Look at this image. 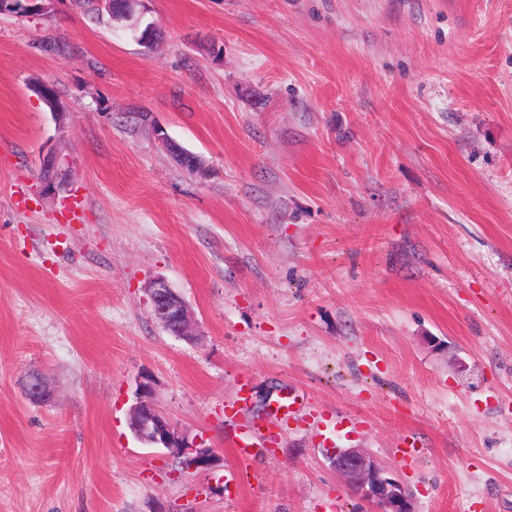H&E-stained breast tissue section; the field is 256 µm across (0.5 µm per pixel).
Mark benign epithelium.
Wrapping results in <instances>:
<instances>
[{
  "label": "benign epithelium",
  "mask_w": 512,
  "mask_h": 512,
  "mask_svg": "<svg viewBox=\"0 0 512 512\" xmlns=\"http://www.w3.org/2000/svg\"><path fill=\"white\" fill-rule=\"evenodd\" d=\"M80 9L93 8L107 11L114 18L132 15L136 7L145 0H72ZM47 9L46 0H0V15L25 17L39 14ZM155 135L165 151L177 158L184 169L191 174L204 171L203 160L186 151L170 139L162 129ZM43 175L45 187L55 186L56 172L61 170V160L53 155L46 160ZM151 312L164 330L175 328L176 337L188 340L196 335L192 315L182 295L166 279L158 278L148 288ZM155 381L143 374L136 382L134 402L130 406L128 421L136 439L150 447L165 448L180 459L181 468L191 472L212 470L217 463L213 449L204 446L198 438H189L160 409L154 401ZM25 397L32 403L48 401L52 392L42 376L34 373L24 388ZM328 460L330 466L347 484L364 499L371 502L376 512H414L411 499L403 484L391 473L381 468L362 448H337Z\"/></svg>",
  "instance_id": "1"
}]
</instances>
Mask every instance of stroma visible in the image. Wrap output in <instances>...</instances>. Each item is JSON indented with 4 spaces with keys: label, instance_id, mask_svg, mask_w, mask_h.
I'll use <instances>...</instances> for the list:
<instances>
[{
    "label": "stroma",
    "instance_id": "stroma-1",
    "mask_svg": "<svg viewBox=\"0 0 512 512\" xmlns=\"http://www.w3.org/2000/svg\"><path fill=\"white\" fill-rule=\"evenodd\" d=\"M159 276L196 341L154 319ZM32 372L50 402L25 397ZM144 373L214 469L133 438ZM290 390L305 412L238 459ZM349 447L415 512H512V0L0 16V512H375L330 467ZM155 135L159 143H161L162 147L165 149V151L170 156L177 158V160L181 163L183 168L186 169L189 173H203L204 162L199 156L186 151L177 142L170 139L167 136V134L164 133L160 128L155 130ZM274 436V428L268 420H247L238 441L234 445L236 455L240 459L248 462L266 458L269 454V448L258 447L255 444V440L259 437H263L268 441H271Z\"/></svg>",
    "mask_w": 512,
    "mask_h": 512
}]
</instances>
